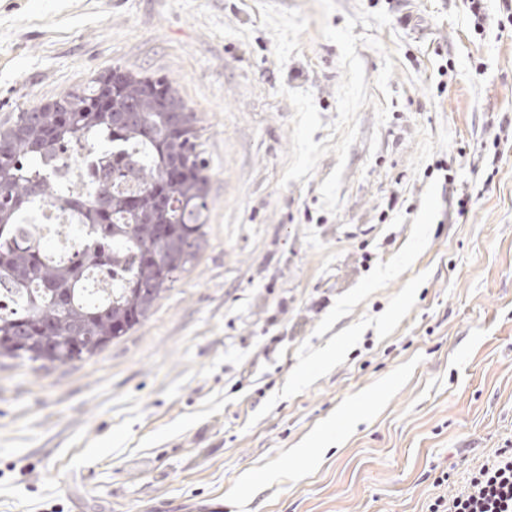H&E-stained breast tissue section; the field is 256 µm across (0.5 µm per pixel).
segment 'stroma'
<instances>
[{
  "label": "stroma",
  "mask_w": 512,
  "mask_h": 512,
  "mask_svg": "<svg viewBox=\"0 0 512 512\" xmlns=\"http://www.w3.org/2000/svg\"><path fill=\"white\" fill-rule=\"evenodd\" d=\"M486 12L0 0V125L117 66L172 81L211 168L206 245L146 322L0 358V512H425L512 448V24Z\"/></svg>",
  "instance_id": "stroma-1"
}]
</instances>
